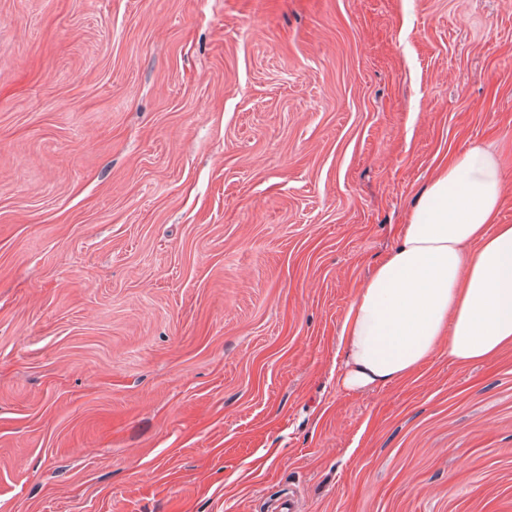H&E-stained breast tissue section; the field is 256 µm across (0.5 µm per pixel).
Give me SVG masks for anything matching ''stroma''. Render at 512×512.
Listing matches in <instances>:
<instances>
[{
	"label": "stroma",
	"instance_id": "stroma-1",
	"mask_svg": "<svg viewBox=\"0 0 512 512\" xmlns=\"http://www.w3.org/2000/svg\"><path fill=\"white\" fill-rule=\"evenodd\" d=\"M512 0H0V512H512V351L338 382Z\"/></svg>",
	"mask_w": 512,
	"mask_h": 512
}]
</instances>
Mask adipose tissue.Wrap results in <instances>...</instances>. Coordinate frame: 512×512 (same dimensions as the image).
<instances>
[{"label":"adipose tissue","mask_w":512,"mask_h":512,"mask_svg":"<svg viewBox=\"0 0 512 512\" xmlns=\"http://www.w3.org/2000/svg\"><path fill=\"white\" fill-rule=\"evenodd\" d=\"M499 156L480 142L442 164L395 244L356 289L340 331L351 392L403 383L440 351L461 366L512 348V224Z\"/></svg>","instance_id":"ef3b65f1"}]
</instances>
